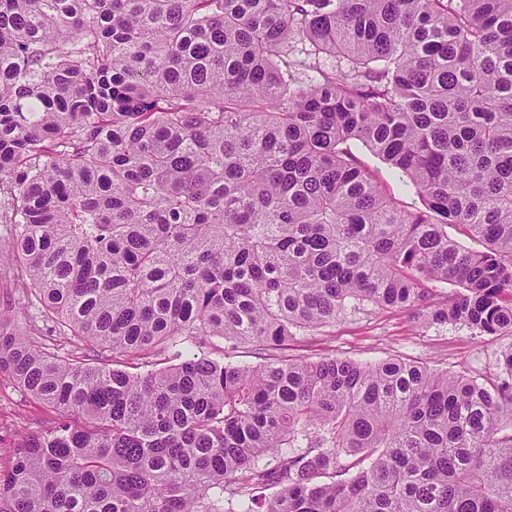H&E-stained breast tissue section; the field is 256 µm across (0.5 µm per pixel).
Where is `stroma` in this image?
<instances>
[{"instance_id": "35a3bbf8", "label": "stroma", "mask_w": 512, "mask_h": 512, "mask_svg": "<svg viewBox=\"0 0 512 512\" xmlns=\"http://www.w3.org/2000/svg\"><path fill=\"white\" fill-rule=\"evenodd\" d=\"M354 152L397 200L405 204L417 202L415 190L406 177L363 145H356ZM511 346L512 336H477L461 325L436 330L425 327L411 311L388 309L340 318L314 335L290 342L287 353L310 360L336 356L361 363L401 357L440 370L491 376L497 371L502 352ZM52 420L53 415L46 407L11 378L0 375V470L10 467L13 446L22 435L41 431Z\"/></svg>"}]
</instances>
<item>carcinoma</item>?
<instances>
[{
  "label": "carcinoma",
  "mask_w": 512,
  "mask_h": 512,
  "mask_svg": "<svg viewBox=\"0 0 512 512\" xmlns=\"http://www.w3.org/2000/svg\"><path fill=\"white\" fill-rule=\"evenodd\" d=\"M1 194L0 374L54 421L0 512H512V348L281 355L385 309L512 335V0H0ZM356 156L377 175L379 181L383 184L388 192L400 202L419 204L415 189L406 179L391 169L387 164L375 157L365 146L357 144L353 148Z\"/></svg>",
  "instance_id": "carcinoma-1"
}]
</instances>
